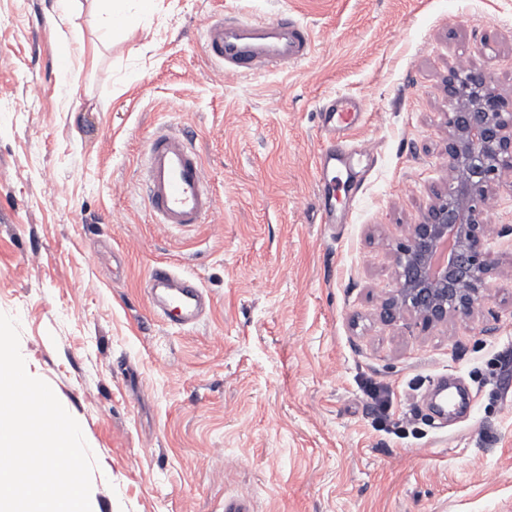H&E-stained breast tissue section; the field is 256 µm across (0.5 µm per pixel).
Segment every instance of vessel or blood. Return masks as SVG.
I'll list each match as a JSON object with an SVG mask.
<instances>
[{"instance_id":"vessel-or-blood-1","label":"vessel or blood","mask_w":512,"mask_h":512,"mask_svg":"<svg viewBox=\"0 0 512 512\" xmlns=\"http://www.w3.org/2000/svg\"><path fill=\"white\" fill-rule=\"evenodd\" d=\"M309 29L290 19L242 17L210 18L204 47L210 60L224 71L250 75L280 68L306 58L311 50ZM320 132L326 142L318 156L321 173L350 169L342 147L345 137L359 126L363 113L356 98H332L319 114ZM142 190L159 224H200L217 207L200 154L191 137L179 131L154 133L144 149ZM153 312L169 326H196L210 300L199 282L170 264L150 268L146 278Z\"/></svg>"}]
</instances>
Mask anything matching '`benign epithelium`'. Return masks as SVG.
Returning a JSON list of instances; mask_svg holds the SVG:
<instances>
[{
  "label": "benign epithelium",
  "instance_id": "1",
  "mask_svg": "<svg viewBox=\"0 0 512 512\" xmlns=\"http://www.w3.org/2000/svg\"><path fill=\"white\" fill-rule=\"evenodd\" d=\"M448 97V188L397 245V286L380 307L387 321L408 313L425 329L480 313L492 276L483 214L491 185L512 172V98L480 72L452 74Z\"/></svg>",
  "mask_w": 512,
  "mask_h": 512
}]
</instances>
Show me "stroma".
I'll list each match as a JSON object with an SVG mask.
<instances>
[{
  "label": "stroma",
  "mask_w": 512,
  "mask_h": 512,
  "mask_svg": "<svg viewBox=\"0 0 512 512\" xmlns=\"http://www.w3.org/2000/svg\"><path fill=\"white\" fill-rule=\"evenodd\" d=\"M281 15L310 54L236 76L208 59L217 15ZM92 0H0V313L95 458L92 512H512V173L491 189L490 298L422 331L378 299L392 250L448 184L447 82L462 63L512 98V0H154L98 61ZM362 100L371 156L321 223L318 112ZM190 131L217 208L156 224L147 139ZM170 263L211 298L194 327L151 311ZM474 408L440 419V377Z\"/></svg>",
  "instance_id": "stroma-1"
}]
</instances>
